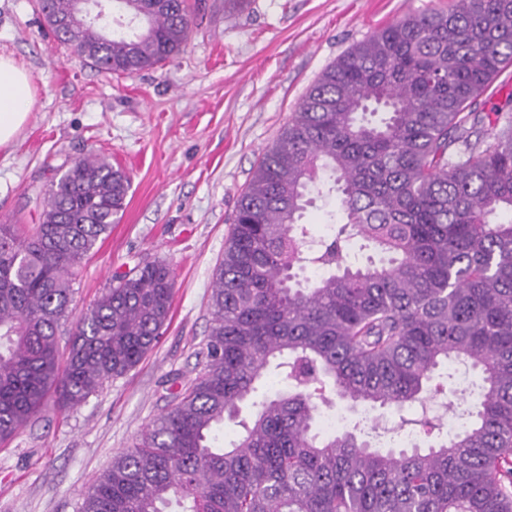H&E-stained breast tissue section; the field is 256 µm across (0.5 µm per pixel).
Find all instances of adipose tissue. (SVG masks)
Instances as JSON below:
<instances>
[{
  "label": "adipose tissue",
  "mask_w": 512,
  "mask_h": 512,
  "mask_svg": "<svg viewBox=\"0 0 512 512\" xmlns=\"http://www.w3.org/2000/svg\"><path fill=\"white\" fill-rule=\"evenodd\" d=\"M35 105L26 75L0 58V149L13 145Z\"/></svg>",
  "instance_id": "adipose-tissue-1"
}]
</instances>
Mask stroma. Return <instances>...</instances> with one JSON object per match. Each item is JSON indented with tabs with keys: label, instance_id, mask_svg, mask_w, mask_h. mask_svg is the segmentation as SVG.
Instances as JSON below:
<instances>
[{
	"label": "stroma",
	"instance_id": "stroma-1",
	"mask_svg": "<svg viewBox=\"0 0 512 512\" xmlns=\"http://www.w3.org/2000/svg\"><path fill=\"white\" fill-rule=\"evenodd\" d=\"M452 0H204L184 51L127 76L46 38L36 0H0V55L36 103L0 149V217L39 223L53 167L94 153L131 177L126 208L83 261L73 311L114 275L164 260L175 276L157 345L81 404L50 405L0 443V512H78L83 491L200 373L215 269L254 166L321 72L403 16Z\"/></svg>",
	"mask_w": 512,
	"mask_h": 512
}]
</instances>
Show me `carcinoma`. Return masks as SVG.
<instances>
[{"label": "carcinoma", "mask_w": 512, "mask_h": 512, "mask_svg": "<svg viewBox=\"0 0 512 512\" xmlns=\"http://www.w3.org/2000/svg\"><path fill=\"white\" fill-rule=\"evenodd\" d=\"M53 37L107 73L178 55L188 0H112L126 30ZM512 64V0L409 14L328 66L255 166L210 296L200 375L82 495L79 512H512V112L474 109ZM339 199L331 233L301 223L311 188ZM127 172L89 154L58 169L41 222L0 221V441L50 399L83 402L140 363L169 320L163 260L115 277L72 333L73 276L126 207ZM371 255L354 258L353 247ZM309 268L316 277L300 278ZM479 374L460 387L456 366ZM441 381L431 385L435 371ZM288 389L260 392L269 375ZM446 398L461 428L381 450L379 423L323 431L324 410ZM226 446L213 432L241 404Z\"/></svg>", "instance_id": "cac0c4a2"}]
</instances>
